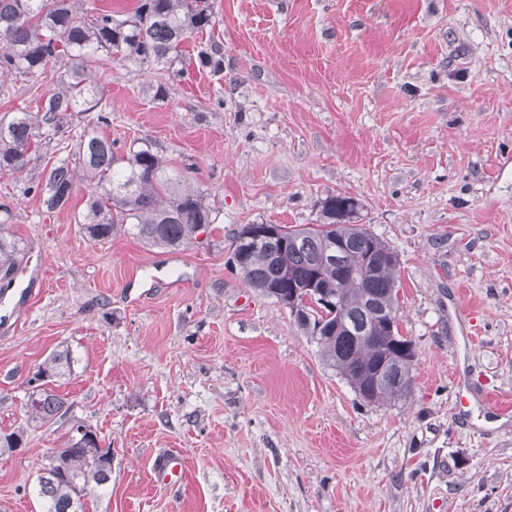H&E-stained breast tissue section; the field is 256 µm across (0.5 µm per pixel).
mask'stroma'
I'll return each instance as SVG.
<instances>
[{
  "instance_id": "obj_1",
  "label": "stroma",
  "mask_w": 512,
  "mask_h": 512,
  "mask_svg": "<svg viewBox=\"0 0 512 512\" xmlns=\"http://www.w3.org/2000/svg\"><path fill=\"white\" fill-rule=\"evenodd\" d=\"M182 68L114 62L91 114L0 175L26 249L0 293V512H41L36 478L73 423L112 448L95 512H512V0H212ZM217 67L198 53L211 42ZM0 77V115L57 83ZM148 140L214 210L202 244L90 241V193L29 188L81 138ZM397 253L407 399L364 402L288 309L230 263L247 224L316 223L324 199ZM70 347L69 410L28 422L30 381ZM175 449L181 485L152 466Z\"/></svg>"
}]
</instances>
